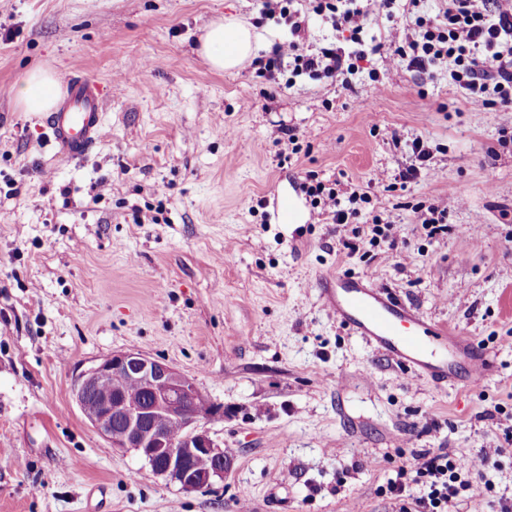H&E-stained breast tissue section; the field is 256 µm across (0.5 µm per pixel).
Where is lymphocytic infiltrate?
Listing matches in <instances>:
<instances>
[{"label":"lymphocytic infiltrate","mask_w":512,"mask_h":512,"mask_svg":"<svg viewBox=\"0 0 512 512\" xmlns=\"http://www.w3.org/2000/svg\"><path fill=\"white\" fill-rule=\"evenodd\" d=\"M309 11L330 21L334 30L348 34L355 45L351 54L321 48L318 54L301 53L299 40L306 29L300 11L286 10L282 0H263L269 19L287 17L288 36L274 48L275 58H288L294 75L336 76L349 79L358 61L371 54H386L423 71L447 62L451 81L461 95L493 112H512V0H440L435 17L421 15V0H405L414 16L413 27H390L380 41H365L370 16L391 11L396 0H308ZM307 191L321 214L333 223L354 218L358 189L339 195L335 188L315 182ZM502 446L483 451L478 460H466L445 450L418 455L412 469H399L389 480L387 493L400 504L399 512H448L449 503L468 490L469 475L497 467ZM418 494H411L410 485Z\"/></svg>","instance_id":"obj_1"}]
</instances>
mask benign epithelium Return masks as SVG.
I'll list each match as a JSON object with an SVG mask.
<instances>
[{
  "mask_svg": "<svg viewBox=\"0 0 512 512\" xmlns=\"http://www.w3.org/2000/svg\"><path fill=\"white\" fill-rule=\"evenodd\" d=\"M115 376L122 377L121 384L102 388ZM129 382L142 394L138 403L127 398ZM197 390L195 381L172 365L138 351H125L81 373L72 385V396L112 447L135 452L155 474L193 492L224 479L232 467L224 449L201 427L217 409L206 413L188 409V401ZM156 416L177 424L178 437L157 425ZM201 456L213 459L214 466L197 473L190 463Z\"/></svg>",
  "mask_w": 512,
  "mask_h": 512,
  "instance_id": "1",
  "label": "benign epithelium"
}]
</instances>
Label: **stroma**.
Wrapping results in <instances>:
<instances>
[{
    "instance_id": "1",
    "label": "stroma",
    "mask_w": 512,
    "mask_h": 512,
    "mask_svg": "<svg viewBox=\"0 0 512 512\" xmlns=\"http://www.w3.org/2000/svg\"><path fill=\"white\" fill-rule=\"evenodd\" d=\"M259 33L211 68L206 26ZM287 23L262 0H0V512H398L383 489L415 454H481L512 426V112L461 98L446 66L385 56L350 85L264 69ZM41 66L101 84L102 134L55 155L16 92ZM298 153H291L287 130ZM420 176L393 192L412 161ZM370 192L351 226L313 220L308 175ZM301 219L274 217L271 188ZM448 203L427 238L418 204ZM382 215L396 247L371 243ZM367 274L496 360L479 391L440 389L377 355L323 307L326 269ZM135 350L194 379L220 409L231 470L187 492L112 448L71 396L83 371ZM448 512L512 500V452ZM257 40L251 26L230 15L208 26L200 53L212 68L232 71L254 55Z\"/></svg>"
}]
</instances>
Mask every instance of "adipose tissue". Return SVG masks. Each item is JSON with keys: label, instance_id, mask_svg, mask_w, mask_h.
<instances>
[{"label": "adipose tissue", "instance_id": "ef3b65f1", "mask_svg": "<svg viewBox=\"0 0 512 512\" xmlns=\"http://www.w3.org/2000/svg\"><path fill=\"white\" fill-rule=\"evenodd\" d=\"M258 36L254 29L228 16L213 21L203 39L201 55L214 69L231 71L252 57L257 47ZM60 93L56 77L42 68L30 70L17 98L24 111H49Z\"/></svg>", "mask_w": 512, "mask_h": 512}]
</instances>
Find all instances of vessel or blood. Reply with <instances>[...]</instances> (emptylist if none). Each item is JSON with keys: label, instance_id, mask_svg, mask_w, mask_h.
<instances>
[{"label": "vessel or blood", "instance_id": "b4317fda", "mask_svg": "<svg viewBox=\"0 0 512 512\" xmlns=\"http://www.w3.org/2000/svg\"><path fill=\"white\" fill-rule=\"evenodd\" d=\"M103 94L98 83L75 76L47 122L57 153L84 157L100 136ZM317 288L323 307L380 356L437 384L480 389L495 370L487 349L470 336L427 321L396 292L366 275L326 271Z\"/></svg>", "mask_w": 512, "mask_h": 512}]
</instances>
